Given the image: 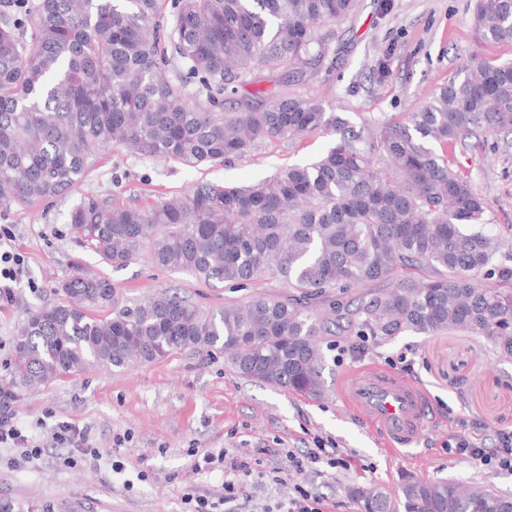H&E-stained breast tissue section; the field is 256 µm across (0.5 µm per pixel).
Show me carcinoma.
<instances>
[{"label":"carcinoma","instance_id":"obj_1","mask_svg":"<svg viewBox=\"0 0 512 512\" xmlns=\"http://www.w3.org/2000/svg\"><path fill=\"white\" fill-rule=\"evenodd\" d=\"M160 2L38 0L26 21L0 9V204L64 196L114 147L197 167L328 136L313 162L255 184L202 182L145 207L85 197L69 217L78 247L116 269L145 255L208 283L275 275L289 292L206 309L164 289L122 305L110 279L76 262L60 300L18 322L0 400L185 348L221 349L243 378L317 398L319 337L352 288L362 289L349 313L358 336L464 331L512 356V288L480 281H512V252L486 230L485 199L448 160L450 147L512 133V62L474 55L415 111L358 125L290 90L257 89L228 112L226 95L264 81L257 70L287 87L333 72L336 57L315 31L358 0H178L166 29ZM474 29L482 42L512 43V0H476ZM390 61L388 49L376 57L377 81ZM353 495L362 512H512L511 497L451 478L407 475L394 498Z\"/></svg>","mask_w":512,"mask_h":512}]
</instances>
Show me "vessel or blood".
<instances>
[{"instance_id":"1","label":"vessel or blood","mask_w":512,"mask_h":512,"mask_svg":"<svg viewBox=\"0 0 512 512\" xmlns=\"http://www.w3.org/2000/svg\"><path fill=\"white\" fill-rule=\"evenodd\" d=\"M339 392L352 409L366 413L395 449L415 444L431 415L430 397L419 384L374 366L346 375Z\"/></svg>"}]
</instances>
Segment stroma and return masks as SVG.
I'll return each mask as SVG.
<instances>
[{
  "instance_id": "1",
  "label": "stroma",
  "mask_w": 512,
  "mask_h": 512,
  "mask_svg": "<svg viewBox=\"0 0 512 512\" xmlns=\"http://www.w3.org/2000/svg\"><path fill=\"white\" fill-rule=\"evenodd\" d=\"M361 0L355 14L333 27L329 48L338 58L330 75L310 77L300 90L360 120L371 112H412L437 87L460 74L471 55L512 60V43L479 42L474 0ZM394 50L392 75L371 81L379 48ZM496 137L458 148L455 168L488 203L492 232L512 237V149ZM329 137L263 145L230 165L199 168L112 149L70 194L32 209L0 206V249L19 256L22 272L0 303V384L10 381L12 337L23 314L60 298L59 284L80 259L108 276L119 302L146 299L175 288L208 309L260 293H287L274 276L232 288L155 267L148 258L115 270L82 250L68 234L71 210L97 195L146 205L170 199L200 182L248 185L283 166L322 155ZM364 344L365 353L355 352ZM324 395L312 400L242 378L222 352L186 348L124 369L92 368L52 381L13 401L18 425L42 446L24 459L21 449L0 447V502L14 512H194L187 494L206 496L217 512H275L291 485L302 483L324 498L325 512H360L348 494L363 486L394 494L403 474L426 480L454 477L493 486L512 496V472L449 454L457 432L512 431V358L461 331L407 333L387 341L333 330L322 337ZM375 365L422 385L440 420L411 449L387 448L379 430L341 400L337 386L350 371ZM70 422L88 429L94 455L56 444L49 428ZM352 455L350 469L318 464L290 472L277 485L259 475L241 477L243 493L224 498L223 468L194 470L204 453L252 448L301 452L316 441Z\"/></svg>"
}]
</instances>
